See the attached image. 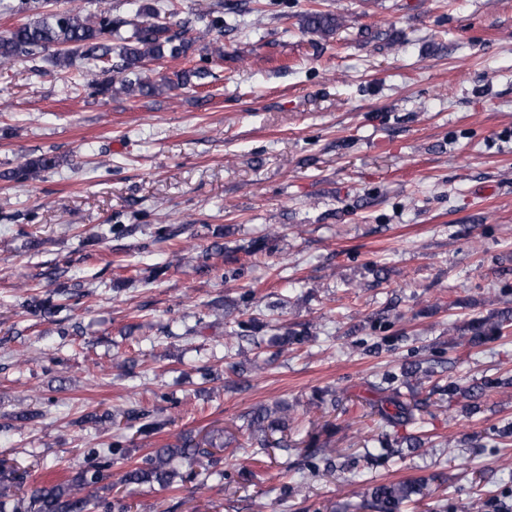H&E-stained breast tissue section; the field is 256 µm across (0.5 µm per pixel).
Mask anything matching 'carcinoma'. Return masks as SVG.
<instances>
[{"label": "carcinoma", "mask_w": 512, "mask_h": 512, "mask_svg": "<svg viewBox=\"0 0 512 512\" xmlns=\"http://www.w3.org/2000/svg\"><path fill=\"white\" fill-rule=\"evenodd\" d=\"M131 17L112 14L106 0L97 3L96 10L88 13L60 11L50 8V0H0V11L24 13L26 20L12 29L0 33V64L25 58H44L50 65L64 72L74 62L80 64L82 89L90 96H111L123 93L127 96L149 98L192 85V79L205 78L203 66H194L179 71L173 76H162L151 80L145 76L146 66L166 57L186 58L195 53L202 61L213 57L224 58V17L221 6L210 3L197 4L198 18L206 22L205 30L195 38L186 37L187 28L175 29L164 21L168 6L152 4L149 0H135ZM340 26V18L332 12L312 11L305 16L303 28L328 36ZM64 159L54 153H42L19 163L6 171H0V179L26 183L41 175L56 171ZM55 286L53 294L46 298L31 297L26 308L45 317H52L65 308L63 301L72 300L74 293L65 282L57 280L56 274L48 273ZM509 322L501 318L491 328L484 329L482 323L471 325L470 342H484L487 334L498 333ZM311 338L309 332L292 331L275 339L279 350L290 344H301ZM431 371L417 366L403 370L400 374L385 379V390L392 392L388 403L394 413L384 417L398 422L414 419L410 406L400 401L401 388L415 394L418 385L430 377ZM122 420L129 424L140 422L137 433L146 437L161 430L172 419L152 420L142 409L130 408L120 415L112 416V422ZM239 430L247 432L253 443L262 452L271 449L288 451L289 434L300 429L298 417L291 413L286 403L272 407L258 406L239 416ZM224 450L220 435L211 434L199 438L190 432L181 433L173 443H167L141 457L122 475L126 484H153L169 488L176 481L201 478L207 482L216 477L224 480L222 458ZM306 459L294 462L282 458L283 482L281 499L302 490L305 474L325 475L336 470L331 455L334 449L330 442H319L312 438L306 449ZM102 480L98 469L82 470L63 482L34 489L29 498L19 496L23 477L17 471L0 463V504L14 502L13 512H92L95 507L91 488ZM422 494V485L404 481L379 484L370 492L369 506L375 512H400L403 504L412 502Z\"/></svg>", "instance_id": "cac0c4a2"}]
</instances>
